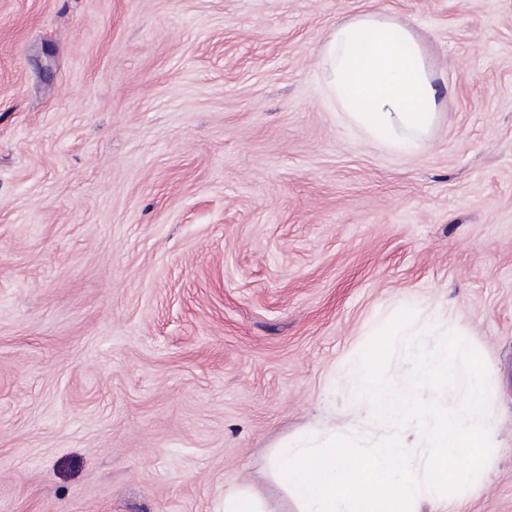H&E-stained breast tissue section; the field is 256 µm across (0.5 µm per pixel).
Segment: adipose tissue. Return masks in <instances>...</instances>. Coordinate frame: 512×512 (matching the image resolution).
Returning a JSON list of instances; mask_svg holds the SVG:
<instances>
[{"mask_svg":"<svg viewBox=\"0 0 512 512\" xmlns=\"http://www.w3.org/2000/svg\"><path fill=\"white\" fill-rule=\"evenodd\" d=\"M320 66L336 111L378 143L411 150L433 131L441 103L424 50L385 13L369 8L338 23Z\"/></svg>","mask_w":512,"mask_h":512,"instance_id":"adipose-tissue-1","label":"adipose tissue"}]
</instances>
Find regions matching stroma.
Returning a JSON list of instances; mask_svg holds the SVG:
<instances>
[{"mask_svg":"<svg viewBox=\"0 0 512 512\" xmlns=\"http://www.w3.org/2000/svg\"><path fill=\"white\" fill-rule=\"evenodd\" d=\"M367 7L436 77L410 154L322 97ZM436 306L496 433L459 512H512V0H0V512H298L276 448L392 435L353 366ZM224 512H262L257 498L245 491L224 493Z\"/></svg>","mask_w":512,"mask_h":512,"instance_id":"35a3bbf8","label":"stroma"}]
</instances>
